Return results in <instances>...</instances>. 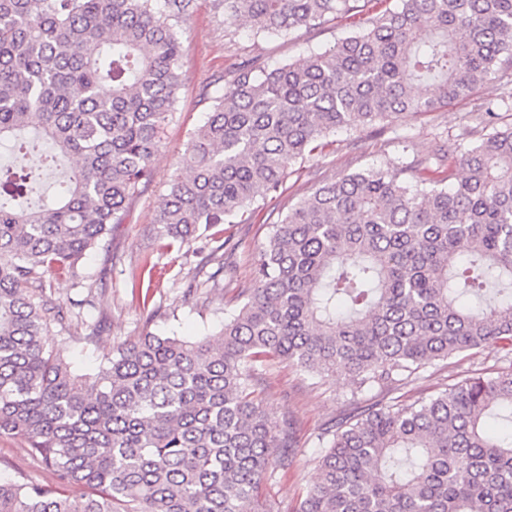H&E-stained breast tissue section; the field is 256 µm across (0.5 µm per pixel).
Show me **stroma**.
<instances>
[{
  "label": "stroma",
  "mask_w": 512,
  "mask_h": 512,
  "mask_svg": "<svg viewBox=\"0 0 512 512\" xmlns=\"http://www.w3.org/2000/svg\"><path fill=\"white\" fill-rule=\"evenodd\" d=\"M193 13L178 27L179 37L189 45L183 59V85L176 110L163 133V145L153 159L155 179L140 194L130 198L123 223L91 252L85 267L98 287L95 309L72 319L71 340L66 354L77 373H94L110 357L113 346L153 332L192 338L216 331L228 314V299L237 289L251 285L252 272L273 226L290 206L310 195L324 182L340 174L368 169H387L398 162L433 155L445 149L454 155L475 144L488 127L484 105L503 92L499 80L475 89L467 98L433 112H410L395 122L364 131H338L328 135L325 149L293 163L281 196L254 205L245 222L224 225V235L234 246L224 257L233 277L223 288H199L194 295L185 289L198 263L190 249H167L151 230L153 217L163 202L179 156L193 132L208 113L201 102L203 85L224 75L238 59L259 57L274 66L298 62L311 53L332 47L351 26L344 19L302 28L288 36L255 34L249 24L228 27L224 10L216 0H194ZM153 323H145L146 314ZM103 321L104 328L93 344L83 340L86 324ZM492 349L463 353L428 368L420 378L400 391L405 400L431 395L467 375L499 366ZM352 384L344 378H320L285 363L265 368L257 393L266 413L274 421L292 419L298 448L288 475H274L264 486L271 512H293L301 496L317 480L321 450L318 437L335 420L354 407L389 401L387 392L372 390L352 395ZM25 479L52 483L53 475L41 458L17 434L0 435V479Z\"/></svg>",
  "instance_id": "1"
}]
</instances>
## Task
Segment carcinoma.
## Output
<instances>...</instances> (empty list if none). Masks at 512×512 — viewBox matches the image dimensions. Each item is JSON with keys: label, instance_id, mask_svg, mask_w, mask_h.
<instances>
[{"label": "carcinoma", "instance_id": "cac0c4a2", "mask_svg": "<svg viewBox=\"0 0 512 512\" xmlns=\"http://www.w3.org/2000/svg\"><path fill=\"white\" fill-rule=\"evenodd\" d=\"M219 0L224 21L286 36L330 18L355 31L301 64L232 65L208 84L153 220L165 247L198 244L214 279L215 224L280 196L291 163L339 129L393 122L512 74V0ZM193 0H0V145L76 167L51 198L31 167L0 166V434H20L51 485L0 481V512H268L262 482L286 473L289 419L272 421L257 371L278 359L353 392L417 379L437 361L495 348L506 364L410 404H374L329 432L295 512H512V126L492 128L425 177L429 160L343 174L273 225L252 287L219 331L152 332L117 345L90 378L47 275L91 288L83 259L154 179L182 86L175 28ZM81 484L71 499L65 488Z\"/></svg>", "mask_w": 512, "mask_h": 512}]
</instances>
